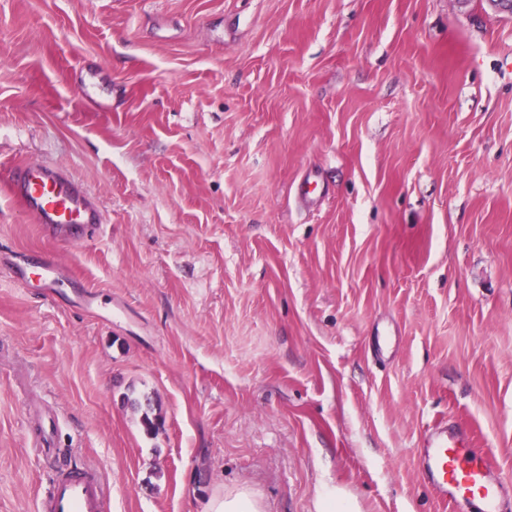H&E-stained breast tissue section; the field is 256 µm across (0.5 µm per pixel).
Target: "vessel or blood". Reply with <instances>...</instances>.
Returning a JSON list of instances; mask_svg holds the SVG:
<instances>
[{"mask_svg": "<svg viewBox=\"0 0 512 512\" xmlns=\"http://www.w3.org/2000/svg\"><path fill=\"white\" fill-rule=\"evenodd\" d=\"M8 194L37 224L69 238L79 230L100 224L101 215L83 189L60 169L32 164L11 168L4 183ZM38 269L46 297H54L57 285L68 273L51 255L30 256L18 274ZM462 428H437L429 437L422 461L424 480L445 501L473 502L479 512L508 511L497 457L486 448L468 446ZM38 512H112L110 489L91 468L69 471L54 468L39 502Z\"/></svg>", "mask_w": 512, "mask_h": 512, "instance_id": "vessel-or-blood-1", "label": "vessel or blood"}]
</instances>
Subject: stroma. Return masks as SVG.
<instances>
[{
	"mask_svg": "<svg viewBox=\"0 0 512 512\" xmlns=\"http://www.w3.org/2000/svg\"><path fill=\"white\" fill-rule=\"evenodd\" d=\"M30 161L104 222L0 192V255L72 273L0 263V512H38L48 447L112 512H462L420 473L439 422L512 499V14L0 0V169ZM2 185L36 224L55 235L71 239L85 227L102 224L89 196L60 169L44 164L12 167ZM24 264V266L17 267V273L23 276L32 268L38 269L39 275L45 284L44 295L48 298H53L56 291L55 287L70 276L61 264L48 254L38 253L30 256ZM210 512H265L264 505L248 487L224 491L210 502Z\"/></svg>",
	"mask_w": 512,
	"mask_h": 512,
	"instance_id": "1",
	"label": "stroma"
}]
</instances>
